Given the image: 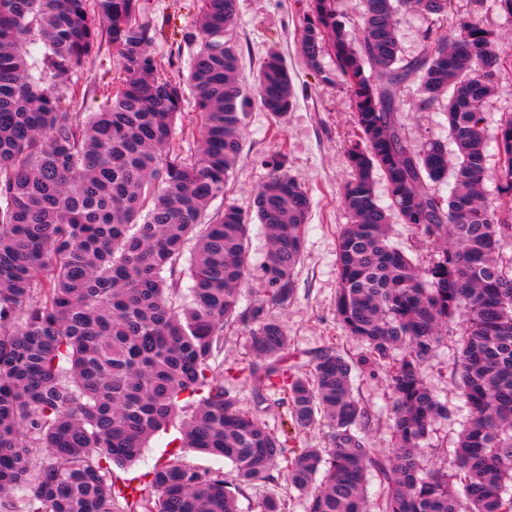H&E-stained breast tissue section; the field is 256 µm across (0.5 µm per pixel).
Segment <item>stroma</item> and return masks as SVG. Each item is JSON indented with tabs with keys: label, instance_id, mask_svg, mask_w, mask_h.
<instances>
[{
	"label": "stroma",
	"instance_id": "35a3bbf8",
	"mask_svg": "<svg viewBox=\"0 0 512 512\" xmlns=\"http://www.w3.org/2000/svg\"><path fill=\"white\" fill-rule=\"evenodd\" d=\"M310 0H236V16L225 33L239 52L240 77L252 83L268 53L279 52L292 78L294 100L283 115L265 112L258 103L246 107L242 148L231 171L224 196L212 201L211 210L234 205L249 220L250 271L240 297L241 307H249L260 295L268 241L256 218L255 198L266 181L268 156L281 152L286 169L307 191L310 199L308 228L303 256L295 274V293L288 305L269 306L270 316L280 322L289 338L288 358L299 369H307L316 353L333 344L351 359H359L363 344L348 336L336 316L338 234L349 215L342 204L351 169L345 149L356 130V117L347 85L332 61H325V76H317L300 50V31L309 11ZM140 12L161 27V34L150 45L162 72L187 77L196 46L194 0H140ZM123 72L109 44H101L95 60L78 71L76 81L91 96L87 111H94L95 100L121 79ZM402 123L408 140L415 145L429 139L447 140L448 121L443 106L424 107L417 83L402 86ZM460 329L452 325L433 357L423 369V377L441 403L448 407L438 418L424 443L427 463L449 461L468 410L454 378V362ZM353 392L370 414L368 445L377 453L390 451L393 398L387 387L386 372L358 367L353 372ZM179 427L153 435L139 460L128 469V476L151 471L156 463L173 452L198 466L223 470L233 478L232 466L224 459L207 457L178 448Z\"/></svg>",
	"mask_w": 512,
	"mask_h": 512
}]
</instances>
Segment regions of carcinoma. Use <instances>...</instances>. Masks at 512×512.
Listing matches in <instances>:
<instances>
[{
	"label": "carcinoma",
	"instance_id": "carcinoma-1",
	"mask_svg": "<svg viewBox=\"0 0 512 512\" xmlns=\"http://www.w3.org/2000/svg\"><path fill=\"white\" fill-rule=\"evenodd\" d=\"M338 2L311 0L300 46L319 74L323 55L334 61L355 108L336 316L365 351L354 362L329 346L302 372L266 309L293 295L310 210L285 155L265 160L256 197L270 249L249 308L239 307L248 224L232 205L207 214L238 159L250 98L276 115L292 106L283 57L269 54L243 85L238 50L224 39L236 0H197L188 82L200 139L186 154L173 144L184 82L159 72L148 51L157 28L139 0H0V512H237V494L274 470L305 495L307 512L512 507V111L498 121L494 205L486 138L512 50L483 15L512 22V0H473L466 12L456 0H359L357 39ZM410 8L431 24L406 58L398 15ZM105 36L125 77L84 116L73 107L89 92L73 77ZM37 42L46 52L31 64ZM407 80L420 81L425 105L447 100L449 142H408L399 123ZM449 176L448 198L430 190ZM393 213L431 248L427 267L390 244ZM191 237L192 300L182 308ZM455 322L454 371L470 414L453 465L426 466L422 445L447 408L422 371ZM228 324L248 333V358L223 375L213 361ZM358 365L386 367L396 440L387 455L366 444L368 414L352 392ZM226 376L280 395L296 430L324 417L330 447L288 449L240 407ZM178 419L180 447L230 461L235 482L179 455L144 480L114 479L112 467L134 463ZM371 476L381 488L373 502ZM256 509L288 512V503L266 496Z\"/></svg>",
	"mask_w": 512,
	"mask_h": 512
}]
</instances>
